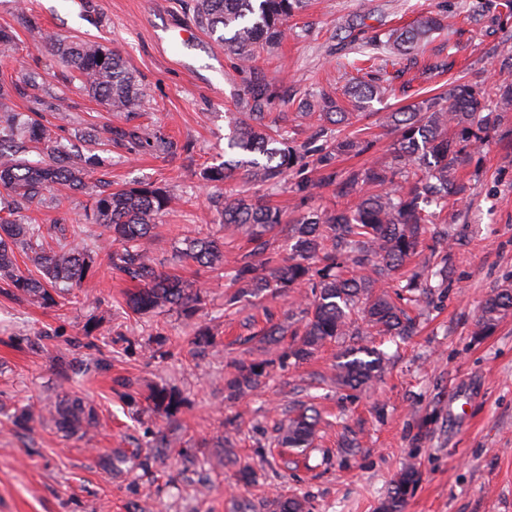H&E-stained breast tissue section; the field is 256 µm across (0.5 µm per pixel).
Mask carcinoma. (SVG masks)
I'll use <instances>...</instances> for the list:
<instances>
[{"label": "carcinoma", "instance_id": "1", "mask_svg": "<svg viewBox=\"0 0 512 512\" xmlns=\"http://www.w3.org/2000/svg\"><path fill=\"white\" fill-rule=\"evenodd\" d=\"M306 0H194L193 13L216 44L242 69H252L262 45L279 43L287 34L288 18ZM438 27L440 19L428 16L415 25L394 28L385 34L383 48L390 54L409 55ZM60 62L78 72L84 89L101 100L109 110L127 112L136 103L140 85L123 59L97 42H66L48 34L40 35ZM36 77L0 81V282L17 295L47 306L57 305L71 288L90 286L97 265L93 247L83 237L82 223L97 224L112 236L117 248L107 256L106 267L134 285L125 303L135 313L177 308L191 317L198 310L200 296L193 284L172 277L158 268L150 255L153 224L169 210L175 198L150 183L138 187L112 188L104 173L105 160L99 154L80 151L61 154L47 146L48 129L38 111L25 115L9 102L25 98ZM388 87L376 78L352 87V95L363 104L386 93ZM247 104L253 122L234 119L225 135V160L204 168L200 177L208 185H219L239 173L266 186L293 178V192L305 209L293 223L282 212L260 199L235 194L210 197L211 206L224 227L244 233L251 249L233 261L231 281L236 291L228 295V310L251 298L288 288H309L311 295L299 306L297 320L302 334L281 359L308 360L323 344L339 336H362L364 330L351 321V311L367 300L364 323L394 337L415 335L416 320L407 305L432 300L434 287H448V255L439 246L453 240L448 228H430L426 206L448 208V200L464 198L467 187L458 175L463 157L477 152L485 135L500 124L497 112H483L480 88L450 84L448 90L420 101L401 112H390L385 122L400 130L386 165H370L348 173L336 168L341 155H359L372 148V141L338 138L327 147L311 143L296 145L281 130L271 135L261 115L271 98V83L264 76L247 86ZM333 124H349L353 113L339 111L336 101L323 95L308 103L301 114L314 113ZM103 146L112 144L133 150L140 146V134L131 128L108 126L96 134ZM40 159L30 160L32 151ZM318 173L313 180L309 173ZM92 204L84 221L52 231L29 215L33 203L87 189ZM333 186L336 195L351 200L344 209L317 211L309 207L315 183ZM279 228L290 242L286 256L272 247L267 235ZM432 239L429 255H423L426 240ZM22 250L35 270L21 271L16 250ZM201 267L224 268V242L214 238H193L178 250ZM424 256L433 265L431 277L437 285L413 273L395 285L394 294L375 293L408 260ZM512 312V286L499 288L483 303L477 335L491 332L498 320ZM385 357L376 349L351 348L337 365L336 384L343 387L370 386L380 375ZM271 359L237 360L228 382L226 399L234 400L257 388ZM149 406L173 418L182 401L177 393L161 387L152 391ZM49 420L69 436H85L97 425L94 408L71 395L48 410ZM319 414L311 406L292 410L281 427L276 444L284 448H305L314 436ZM420 474L405 466L393 480L383 512H403L409 490Z\"/></svg>", "mask_w": 512, "mask_h": 512}]
</instances>
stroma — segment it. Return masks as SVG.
Segmentation results:
<instances>
[{
  "label": "stroma",
  "mask_w": 512,
  "mask_h": 512,
  "mask_svg": "<svg viewBox=\"0 0 512 512\" xmlns=\"http://www.w3.org/2000/svg\"><path fill=\"white\" fill-rule=\"evenodd\" d=\"M472 0H310L288 20V37L258 51L253 71L225 57L205 27L197 26L192 0H0V27L14 31L0 79L38 73L50 96L63 97L69 115L46 112L64 125V144L86 150L75 132L106 124L138 128L146 144L135 152H104L113 187L150 182L176 197L173 210L153 229L152 254L169 274L195 281L203 304L194 317L166 310L131 312L128 284L99 268L94 301L70 297L43 307L0 285V512H277L295 494L305 512H380L393 480L414 464L420 480L403 512H512V316L486 336L476 333L480 306L494 290L512 284V112L460 173L469 189L448 210L456 232L448 250V286L417 308L416 336L397 343L361 337L389 360L370 387L327 385L346 342H331L299 365L274 364L261 388L238 400L224 398L237 359H258L254 336L287 322L300 301L297 289L243 304L225 314L228 276L180 260L184 237L223 239L234 259L248 245L225 230L199 173L224 159L226 113L244 111L252 72L272 83L264 121L301 143L312 134L300 118L304 102L320 94L345 110L348 87L367 75L388 80L389 92L366 104L351 126L327 124V139L358 135L375 146L337 164L349 171L385 163L399 137L386 113L441 93L449 82L484 86L512 82L500 54L512 50V12L478 16ZM426 14L439 16L423 50L402 58L376 56L372 72L356 70L367 41ZM68 42L95 41L120 54L141 83L131 112H111L88 94L76 72L64 67L29 25ZM196 27L199 46L183 50L178 33ZM444 59L449 69L428 72ZM174 144L151 147L156 136ZM97 329L84 335L88 319ZM216 345L197 354L198 329ZM165 336V356L154 353ZM156 386L178 392L175 419L148 407ZM77 392L95 407L99 425L68 437L52 422L25 430L14 414L45 410ZM315 403L323 420L313 448L275 445L276 428L290 406ZM170 446H154L158 433Z\"/></svg>",
  "instance_id": "1"
}]
</instances>
